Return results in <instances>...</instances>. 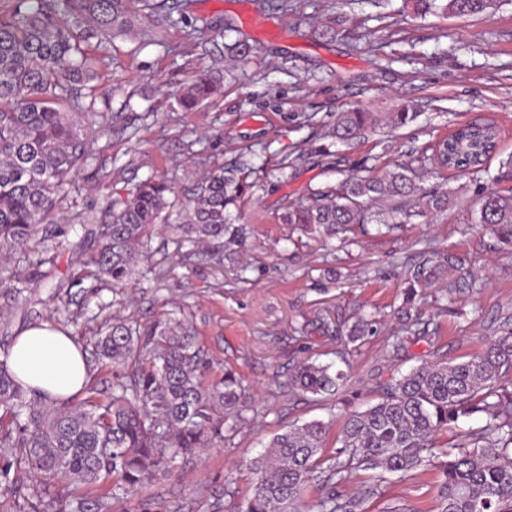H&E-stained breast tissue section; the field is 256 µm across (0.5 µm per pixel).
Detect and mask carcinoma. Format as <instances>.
I'll list each match as a JSON object with an SVG mask.
<instances>
[{"label":"carcinoma","mask_w":512,"mask_h":512,"mask_svg":"<svg viewBox=\"0 0 512 512\" xmlns=\"http://www.w3.org/2000/svg\"><path fill=\"white\" fill-rule=\"evenodd\" d=\"M129 0H0V255L32 248L40 225L51 223L70 179L96 159L94 146L123 131L122 113L111 111L112 95L99 92L103 52L112 38L131 31ZM496 0H443L448 15L467 18L494 8ZM233 61H245L251 47L225 45ZM216 71L194 76L175 94L191 111L216 94ZM416 113L402 106L375 114H336L332 134L352 141L385 124L396 130ZM492 127L470 123L448 140V166L480 172L493 150ZM424 175L409 163L380 174L357 170L336 186L313 189L285 202L278 219L316 230L327 238L355 225L403 224L446 213L451 197L427 190ZM242 170L204 169L189 204L178 214L200 241L243 244L244 229L233 209L251 191ZM174 187L154 174L113 198L98 229L102 246L94 269L70 287L96 290L107 281L118 288L131 278L145 245L159 224L170 221ZM478 223L489 227L503 250L512 251V192H484L477 201ZM49 256L13 273L26 288L47 278ZM456 256L424 251L409 268L403 303L443 282V299L475 282L446 281L458 268ZM375 320L356 318L343 334L345 344L372 335ZM99 356L112 362V397L103 400L88 383L86 397L73 408L43 398L26 399L6 361H0V490L17 495L22 474L47 485L59 477L95 486L110 476L115 488L74 497L58 512H110V500L129 494L153 471L212 441H222L244 421L247 394L240 376L224 372L206 385L199 374L196 336L188 328L157 320L132 325L114 317L98 337ZM347 373L308 359L288 376V388L303 397L334 395ZM377 403L344 417L335 454L322 461L328 424H294L265 445L254 461L252 494L239 512H297L304 487L316 481L329 488L317 512H365L364 504L394 476L402 481L420 467L437 466L443 475L441 512H512V312L500 314L497 336L487 351L459 362L423 363L381 384ZM475 415L482 425L462 429ZM451 432L449 441L440 436ZM375 470L352 496L338 488L358 471Z\"/></svg>","instance_id":"cac0c4a2"}]
</instances>
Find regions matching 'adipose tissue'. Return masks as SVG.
<instances>
[{"label": "adipose tissue", "mask_w": 512, "mask_h": 512, "mask_svg": "<svg viewBox=\"0 0 512 512\" xmlns=\"http://www.w3.org/2000/svg\"><path fill=\"white\" fill-rule=\"evenodd\" d=\"M7 365L26 391L59 402L80 394L88 374L85 357L72 337L46 322L16 336Z\"/></svg>", "instance_id": "adipose-tissue-1"}]
</instances>
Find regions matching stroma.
I'll use <instances>...</instances> for the list:
<instances>
[{
	"label": "stroma",
	"instance_id": "35a3bbf8",
	"mask_svg": "<svg viewBox=\"0 0 512 512\" xmlns=\"http://www.w3.org/2000/svg\"><path fill=\"white\" fill-rule=\"evenodd\" d=\"M129 17L143 35L116 36L103 69L113 111L130 119L127 130L98 143L112 182L98 186L86 171L74 177L41 244L54 258L41 285L20 290L13 278L0 279V358L25 327L55 324L74 336L92 378L108 394L112 365L94 348L103 319L191 322L205 381L231 368L252 394L245 423L224 441L153 473L112 512H145L157 500L169 512H237L252 493L248 464L275 433L312 419L329 422L326 451L334 453V416L375 403L377 382L397 371L481 354L496 333L498 314L512 310V253L497 248L478 224L476 205L482 192L512 189L490 178L512 155V0H497L494 10L466 20L415 13L410 0H187L184 12L168 19L131 0ZM324 26L335 29L334 38L318 37ZM154 27L165 33L164 41L146 37ZM237 39L254 52L247 61L226 62L224 45ZM202 70L223 72L221 93L197 111H181L174 91ZM402 104L417 114L404 128L380 126L348 145L329 134L337 113L381 114ZM466 122L495 124L500 139L485 173L427 176V185L456 196L448 213L385 235L372 223L331 240L278 222L282 199L335 182L340 169L363 165L378 172L416 159L427 143ZM246 146L264 169L289 161L288 180H261L242 206L245 244L227 246L222 265L173 220L149 239L125 287L104 284L88 300L68 292L69 281L84 275L100 246L96 230L110 199L127 184L166 174L181 207L201 166L230 164ZM78 213L85 228L77 232L71 219ZM429 247L464 259V274L483 288L445 312L431 300H417L435 327L410 338L397 357L389 342L404 324V279ZM157 265L170 271L166 287L154 280ZM364 311L375 314L377 333L341 346L337 323L353 322ZM310 357L349 362L342 391L318 400L289 391V374ZM441 484L439 469L424 467L385 484L365 508L389 512L399 502L408 512H440Z\"/></svg>",
	"mask_w": 512,
	"mask_h": 512
}]
</instances>
